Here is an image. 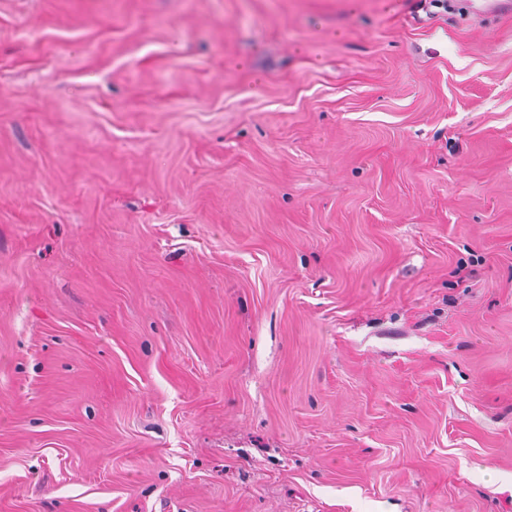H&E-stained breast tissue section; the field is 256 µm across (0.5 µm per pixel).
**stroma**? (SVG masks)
Instances as JSON below:
<instances>
[{
  "label": "stroma",
  "mask_w": 512,
  "mask_h": 512,
  "mask_svg": "<svg viewBox=\"0 0 512 512\" xmlns=\"http://www.w3.org/2000/svg\"><path fill=\"white\" fill-rule=\"evenodd\" d=\"M0 0V512H512V15Z\"/></svg>",
  "instance_id": "obj_1"
}]
</instances>
